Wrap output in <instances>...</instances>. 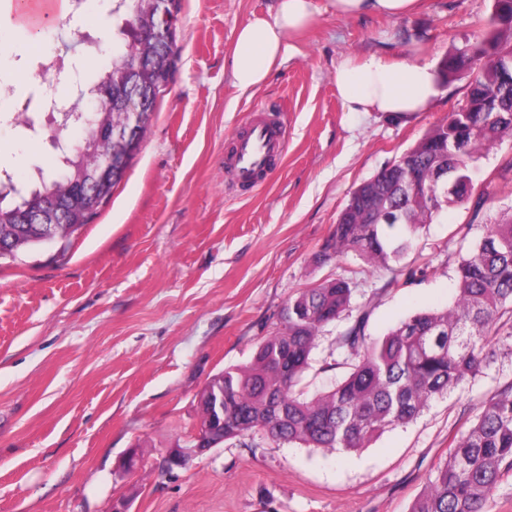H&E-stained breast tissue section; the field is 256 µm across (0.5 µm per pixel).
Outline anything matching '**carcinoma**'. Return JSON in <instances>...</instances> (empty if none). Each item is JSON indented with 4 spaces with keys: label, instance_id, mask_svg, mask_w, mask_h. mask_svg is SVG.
I'll list each match as a JSON object with an SVG mask.
<instances>
[{
    "label": "carcinoma",
    "instance_id": "1",
    "mask_svg": "<svg viewBox=\"0 0 512 512\" xmlns=\"http://www.w3.org/2000/svg\"><path fill=\"white\" fill-rule=\"evenodd\" d=\"M112 19V57L92 73L91 94L107 102L127 65L153 56L151 68L132 75L147 113L144 127L133 134L140 141L158 97L173 79L177 47L173 42L163 49L146 48L130 38L132 30L157 24L151 0H112ZM510 58L512 0H493L482 32L442 61V76L462 71L472 76L463 103L351 192L346 218L332 225L318 260L353 253L371 268L391 272V285L402 277L426 276L427 265L408 267L400 261L416 250L421 230L435 215L470 201L482 153L512 138V76L505 78L500 71ZM489 102L497 111H486ZM113 122L112 112H99L67 162L40 187L23 190L8 182L15 195L10 203L0 191V258L3 250L15 259L40 245L45 232L67 240L97 215L135 157L126 154L111 179L74 194L80 175L99 166L102 152L124 151L121 142L112 140ZM455 135L464 141L461 158L448 149ZM408 164L423 185L417 196L399 184ZM354 276L352 271L315 282L289 297L288 316H280V326L263 337L252 362L228 367L210 381L214 389L224 387V439L253 432L310 448H363L385 429L414 421L434 398L478 375L493 357V340L512 339V209L483 225L480 238L461 257L452 304L416 313L382 336L368 332L371 302L352 303ZM344 316L350 324L337 349L348 371L330 391L306 398L297 386L319 332ZM511 472L512 382L489 396L410 512H486L501 479Z\"/></svg>",
    "mask_w": 512,
    "mask_h": 512
}]
</instances>
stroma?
Masks as SVG:
<instances>
[{"label":"stroma","mask_w":512,"mask_h":512,"mask_svg":"<svg viewBox=\"0 0 512 512\" xmlns=\"http://www.w3.org/2000/svg\"><path fill=\"white\" fill-rule=\"evenodd\" d=\"M261 88L240 90L224 67L240 26L276 0H181L179 61L123 180L90 224L63 241L0 262V512H409L495 389L512 381V342L475 378L433 399L413 422L354 450L278 444L260 434L224 441L166 470L168 449L188 446L198 395L214 375L250 363L280 324L289 296L357 270L355 302L372 300L371 335L456 294L461 238L512 207V139L482 155L475 192L493 203L441 211L404 262L427 276L389 286L349 254L315 263L350 193L453 112L467 80L448 79L429 110L409 119L348 112L334 71L342 56L404 59L419 49L441 63L481 32L492 0H425L398 19L336 18L329 0ZM49 55L0 17L6 107L25 111L21 88L45 65L71 69L112 36L62 20ZM268 108L287 127L282 159L248 190L224 167L230 138ZM42 137L0 119V170L14 184L40 179L57 157L59 114H34ZM325 327L301 387L330 390L344 373Z\"/></svg>","instance_id":"35a3bbf8"}]
</instances>
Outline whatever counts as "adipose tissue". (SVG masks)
<instances>
[{
	"label": "adipose tissue",
	"instance_id": "adipose-tissue-1",
	"mask_svg": "<svg viewBox=\"0 0 512 512\" xmlns=\"http://www.w3.org/2000/svg\"><path fill=\"white\" fill-rule=\"evenodd\" d=\"M424 0H330L336 17L367 15L399 18L418 12ZM314 0H278L274 14L257 16L237 32L228 67L243 90L260 87L291 50V37L314 20ZM336 86L349 112H384L407 117L429 109L440 93L441 77L425 59H389L379 55L341 57Z\"/></svg>",
	"mask_w": 512,
	"mask_h": 512
}]
</instances>
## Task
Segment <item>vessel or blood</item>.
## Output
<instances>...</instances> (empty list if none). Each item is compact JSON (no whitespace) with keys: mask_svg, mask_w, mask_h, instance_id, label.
Returning <instances> with one entry per match:
<instances>
[{"mask_svg":"<svg viewBox=\"0 0 512 512\" xmlns=\"http://www.w3.org/2000/svg\"><path fill=\"white\" fill-rule=\"evenodd\" d=\"M286 142L284 124L255 110L246 130L233 137L224 155V166L235 181L258 188L260 173L282 156Z\"/></svg>","mask_w":512,"mask_h":512,"instance_id":"b4317fda","label":"vessel or blood"}]
</instances>
